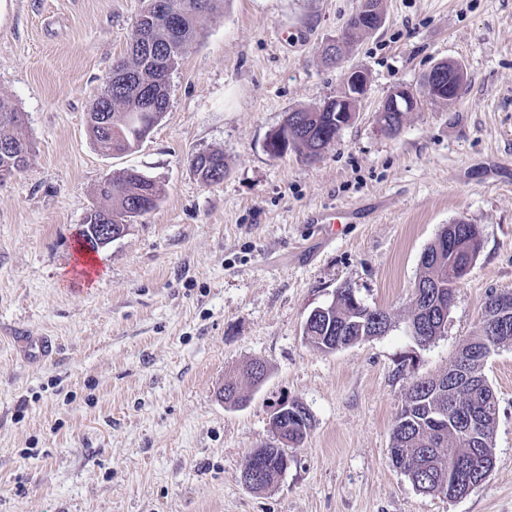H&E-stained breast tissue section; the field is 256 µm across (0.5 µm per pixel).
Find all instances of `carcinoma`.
Wrapping results in <instances>:
<instances>
[{
	"mask_svg": "<svg viewBox=\"0 0 512 512\" xmlns=\"http://www.w3.org/2000/svg\"><path fill=\"white\" fill-rule=\"evenodd\" d=\"M153 0L136 20L128 56L112 68V82L106 83L96 98L95 107L87 113V130L94 145L105 154L125 153L139 146L153 127L164 119L169 108V79L177 69L190 44L201 37L199 19L224 8V0H169V10L157 14ZM108 114L109 125L99 123L97 114ZM21 112L10 100L0 97V148L11 146L16 152L0 151V184L28 164L29 143L15 134L22 125ZM288 119L267 138L266 151L276 157L293 151L306 159L316 155L315 136L303 130L289 132L291 119H310L319 129L336 130L338 113L330 112L322 103L310 109L287 112ZM192 171L202 181L224 177L227 167L224 153H202L190 162ZM99 194L110 202L112 217L125 221L140 216V210H154L162 199V185L136 170L112 172L108 184L100 185ZM482 243L477 226L462 221L451 227L443 226L435 240L421 256V274L414 288L416 306L431 315L418 314L409 318L416 322L426 318L423 329L411 332L421 344L433 341L445 329L437 305L441 294L456 289L461 282L460 270L475 261ZM498 310L494 295L485 301L479 333L461 348L460 354L476 351L471 358L468 381L460 385L458 401L466 409L460 419L448 412V375L437 379H417L413 382L405 404L396 417L391 434V447L401 449L399 469L422 493H438L451 497L453 482L461 483L459 491L480 487L493 468V431L497 417L496 395L483 373L487 355L484 350H496L512 343V327L496 329L493 322ZM390 327L386 312L369 308L359 302L353 288L342 286L336 291V302L325 315L310 323L308 341L324 351L332 346L341 349L360 341L370 332L376 336ZM224 404L235 406L243 401L238 382L224 380ZM284 432L288 441L299 445L312 428L308 409L303 415H285ZM285 449L265 448L257 461L247 460L243 476L253 479L251 488L265 489L282 476Z\"/></svg>",
	"mask_w": 512,
	"mask_h": 512,
	"instance_id": "1",
	"label": "carcinoma"
}]
</instances>
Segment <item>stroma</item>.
I'll return each instance as SVG.
<instances>
[{
  "instance_id": "obj_1",
  "label": "stroma",
  "mask_w": 512,
  "mask_h": 512,
  "mask_svg": "<svg viewBox=\"0 0 512 512\" xmlns=\"http://www.w3.org/2000/svg\"><path fill=\"white\" fill-rule=\"evenodd\" d=\"M359 0H228L169 82V115L133 151L106 155L86 117L125 56L143 0H0V96L21 109L27 167L0 185V512H512V344L484 366L498 400L486 482L448 499L419 492L390 459L412 383L445 372L480 326L489 293L512 290V0H382L384 22L327 65L323 48ZM468 81L454 105L422 98L391 135L376 120L398 86L437 62ZM370 74L366 98L322 156L271 157L285 112ZM222 151L204 184L194 155ZM133 168L163 198L72 276L99 184ZM348 209L328 228L317 214ZM482 249L443 336L408 332L420 258L456 219ZM349 284L386 311L387 332L332 353L303 335ZM21 336L53 358L24 359ZM259 360L248 401L226 374ZM312 416L288 469L257 491L249 453L276 445L270 419ZM56 345L53 341L44 336L25 337L22 347L23 355L29 360L43 361L54 355Z\"/></svg>"
}]
</instances>
